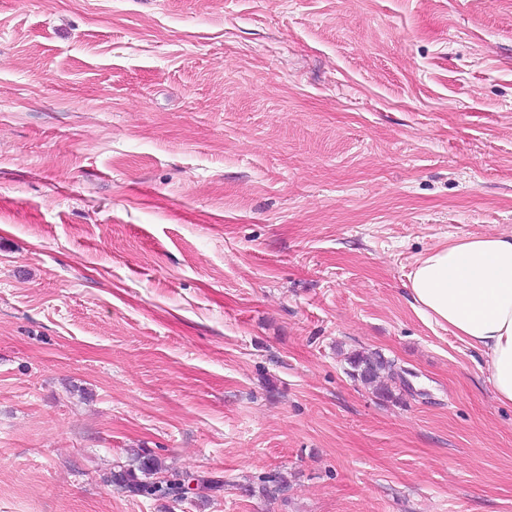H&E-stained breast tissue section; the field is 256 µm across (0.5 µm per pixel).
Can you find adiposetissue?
Instances as JSON below:
<instances>
[{
	"label": "adipose tissue",
	"mask_w": 512,
	"mask_h": 512,
	"mask_svg": "<svg viewBox=\"0 0 512 512\" xmlns=\"http://www.w3.org/2000/svg\"><path fill=\"white\" fill-rule=\"evenodd\" d=\"M413 307L480 357L512 406V235L461 238L425 253L408 276Z\"/></svg>",
	"instance_id": "obj_1"
}]
</instances>
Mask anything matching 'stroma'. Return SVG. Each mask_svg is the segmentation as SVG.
I'll return each mask as SVG.
<instances>
[{
    "mask_svg": "<svg viewBox=\"0 0 512 512\" xmlns=\"http://www.w3.org/2000/svg\"><path fill=\"white\" fill-rule=\"evenodd\" d=\"M492 233L512 0H0V512H512V408L406 290ZM348 363L353 378L372 386L382 396L392 397L391 383L396 379L405 390H409L395 361L386 359L378 352L355 351L348 356ZM132 467L133 469L128 468L119 471L117 474L114 473L112 482L133 493H141V495L146 494L179 500L183 499V496L179 494L183 486L188 485L192 481H197V484L203 483L202 479L194 478V476L188 473H174L160 481H157V479L149 481L148 479L161 473L163 470L161 462L152 456H137ZM136 471L140 472L145 477V480L139 478Z\"/></svg>",
    "mask_w": 512,
    "mask_h": 512,
    "instance_id": "stroma-1",
    "label": "stroma"
}]
</instances>
